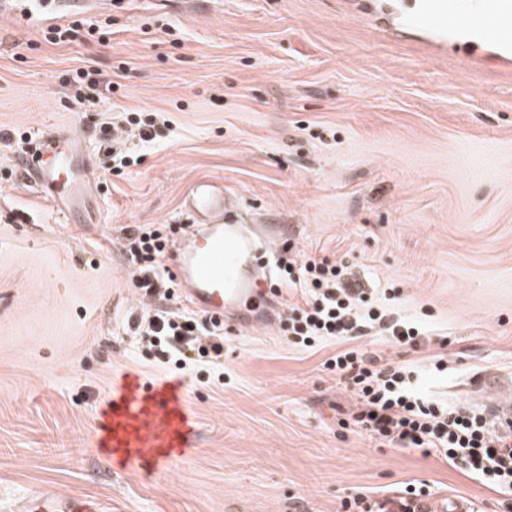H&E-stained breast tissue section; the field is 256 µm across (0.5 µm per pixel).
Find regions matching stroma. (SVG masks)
Listing matches in <instances>:
<instances>
[{"mask_svg":"<svg viewBox=\"0 0 512 512\" xmlns=\"http://www.w3.org/2000/svg\"><path fill=\"white\" fill-rule=\"evenodd\" d=\"M350 0H76L15 27L0 8V512L51 488L112 512H342L350 495L418 479L482 512H512L445 461L337 428L353 397L280 331L224 330V373L165 369L123 332L143 298L125 227L185 224L187 186L222 180L242 216L284 224L279 252H324L392 288L429 342L363 347L413 364L422 390L479 410L475 381L512 377V63L436 47ZM97 38L52 45L72 14ZM98 71L99 86L76 72ZM142 109L166 124L139 164L106 173L104 126ZM79 135L94 179L56 223L14 139ZM448 370L434 371L436 354ZM178 384L193 431L164 472L103 439L112 391Z\"/></svg>","mask_w":512,"mask_h":512,"instance_id":"35a3bbf8","label":"stroma"}]
</instances>
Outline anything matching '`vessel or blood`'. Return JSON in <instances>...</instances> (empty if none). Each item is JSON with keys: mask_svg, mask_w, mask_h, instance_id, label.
Returning <instances> with one entry per match:
<instances>
[{"mask_svg": "<svg viewBox=\"0 0 512 512\" xmlns=\"http://www.w3.org/2000/svg\"><path fill=\"white\" fill-rule=\"evenodd\" d=\"M359 15L387 11L389 16L423 28L446 43L449 33L486 40L503 61L512 60V0H411L402 8L399 0H357ZM93 176L91 159L79 139L42 141L32 163L31 183L38 193L55 203L58 222L68 223L72 209L69 192L86 187ZM191 224L175 239L171 254L180 294L195 310L218 323L249 327L277 326L268 314L264 289L269 275L258 256L263 242L280 234L272 224H249L239 219L224 192L222 181H194L184 195ZM121 407L112 416L110 441L124 450L130 463L143 453L154 452L157 469L173 461L168 449L177 438L188 436L190 426L178 395L164 385L121 388ZM484 420L495 431L512 426V401L489 402ZM21 512H104L96 500L73 497L51 490L29 493Z\"/></svg>", "mask_w": 512, "mask_h": 512, "instance_id": "b4317fda", "label": "vessel or blood"}]
</instances>
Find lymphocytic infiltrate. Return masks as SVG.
<instances>
[{
    "label": "lymphocytic infiltrate",
    "mask_w": 512,
    "mask_h": 512,
    "mask_svg": "<svg viewBox=\"0 0 512 512\" xmlns=\"http://www.w3.org/2000/svg\"><path fill=\"white\" fill-rule=\"evenodd\" d=\"M175 231L169 224L127 228L123 257L147 304L124 331L160 366L186 371L206 366L220 373L224 328L184 307L166 264ZM277 282L302 296L281 319L290 346L302 351L330 342L342 346L325 362L356 399L353 410L337 418L340 428L360 430L387 447L442 458L497 492L512 494L511 432H492L481 414L426 397L413 384L410 365L382 362L357 344L376 335L392 346L412 348L424 341L422 326L379 304L373 289L339 260L311 253L283 259ZM429 493L428 483L411 481L389 496L352 495L342 506L344 512H415Z\"/></svg>",
    "instance_id": "obj_1"
}]
</instances>
